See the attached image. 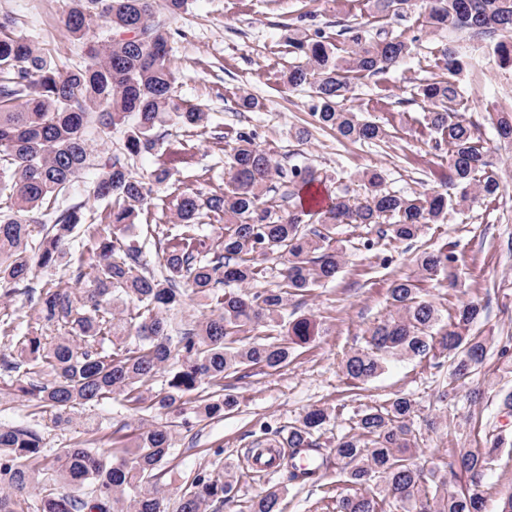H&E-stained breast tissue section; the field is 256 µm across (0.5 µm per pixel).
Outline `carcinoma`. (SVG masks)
<instances>
[{"instance_id":"carcinoma-1","label":"carcinoma","mask_w":512,"mask_h":512,"mask_svg":"<svg viewBox=\"0 0 512 512\" xmlns=\"http://www.w3.org/2000/svg\"><path fill=\"white\" fill-rule=\"evenodd\" d=\"M61 17L66 35L92 45L83 63L61 70L34 41L0 17V298L23 294L33 304L36 329L15 334L8 315L0 317V336L14 350L0 366L18 396L52 413L56 427L72 423L71 411L86 404L106 405L118 393L139 411L182 413L211 420L237 405L224 392V380L247 368L276 371L288 365L292 346L319 334L315 320L299 317L280 330L278 316L288 301L332 280L343 258L340 224L379 227L382 237L415 239L426 224H436L448 197L407 195L384 187L375 170L362 173L366 195L344 187L326 208L304 204V190L322 181L309 167L282 169L272 154L239 130L229 137L228 180L205 198L182 191L176 196L178 223L158 228L155 256L160 275L147 272L150 260L128 231L150 216L155 194L169 186L171 170L159 165L148 175L131 170L130 159L157 150L155 130L172 121L205 129L210 117L175 91L170 34L155 22L157 0H66ZM407 0H374V13L397 16ZM426 26L448 34L466 32L477 41L498 35L493 52L499 67L512 70V0H430ZM295 62L284 74L290 89L309 88L311 116L342 140L376 144L384 125L344 107L352 81L384 74L406 62L412 43L377 33L352 36L340 49L320 32L295 30L288 37ZM448 77L420 88L432 105L428 128L448 143L455 205H486L503 191L498 173L473 122L460 113L456 76L463 68L455 40L444 49ZM488 119L499 137L512 142V113ZM128 126L123 148L106 156L94 149L112 129ZM288 188V211L265 206L272 175ZM91 177L94 197L105 203L98 223L88 224L83 206L55 204L78 178ZM54 210L51 224L39 216ZM222 222L217 236L204 233L201 217ZM314 228L305 231L303 225ZM84 228L91 242L90 271L78 265L80 288H64L36 278L35 268H51L63 258L73 234ZM277 256L283 284L253 293L231 288L263 277L264 261ZM458 261L445 247L417 259L423 277L446 274ZM196 296L208 313L174 329L172 315L185 298ZM398 315L370 330L366 347L347 356L342 372L354 383L378 376L390 357L444 356L452 376L465 381L482 363L486 342L466 334L482 307L466 303L443 315L406 277L389 289ZM263 323L267 337L250 332ZM168 374L167 388L149 393L157 374ZM203 399L190 398L202 384ZM412 400L397 395L358 415V433L336 441L331 455L315 435L329 414L306 413L288 429V481L316 484L331 465H344L347 482L377 481L366 494H337L336 512H483L480 481L497 461L504 439L481 451L456 448L443 470L418 462V438L410 417ZM123 454L87 444L63 448L53 458L42 454L43 436L24 424L0 423V512H169L159 484L173 448L169 425L143 423L125 437ZM242 478L229 469L201 472L178 497L176 512H208L212 503L232 502ZM32 486L41 489L36 502ZM283 491L268 488L251 499L245 512H280Z\"/></svg>"}]
</instances>
